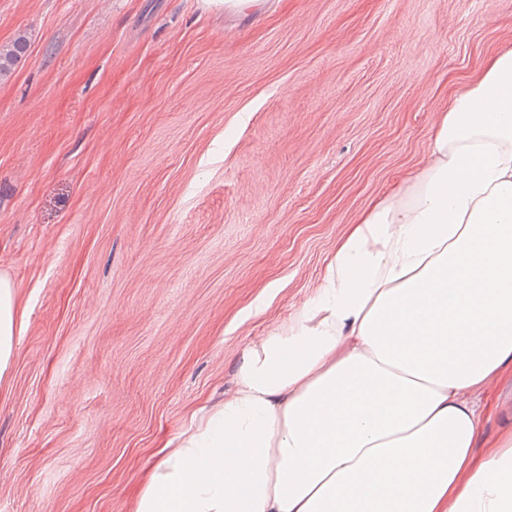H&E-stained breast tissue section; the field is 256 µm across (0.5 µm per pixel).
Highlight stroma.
<instances>
[{"label": "stroma", "instance_id": "35a3bbf8", "mask_svg": "<svg viewBox=\"0 0 512 512\" xmlns=\"http://www.w3.org/2000/svg\"><path fill=\"white\" fill-rule=\"evenodd\" d=\"M0 512H136L166 444L422 169L512 0H0ZM473 450L512 433V367ZM27 48V42L24 36H19L14 40L11 46H5L0 49V74L10 72L18 59L24 54ZM14 288L8 278L0 277V378L9 368L22 329V321L17 322Z\"/></svg>", "mask_w": 512, "mask_h": 512}]
</instances>
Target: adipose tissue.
Instances as JSON below:
<instances>
[{
  "label": "adipose tissue",
  "instance_id": "1",
  "mask_svg": "<svg viewBox=\"0 0 512 512\" xmlns=\"http://www.w3.org/2000/svg\"><path fill=\"white\" fill-rule=\"evenodd\" d=\"M0 277V376L16 339ZM512 364V47L450 97L429 161L366 210L317 296L242 354L137 512H512V434L473 462Z\"/></svg>",
  "mask_w": 512,
  "mask_h": 512
}]
</instances>
